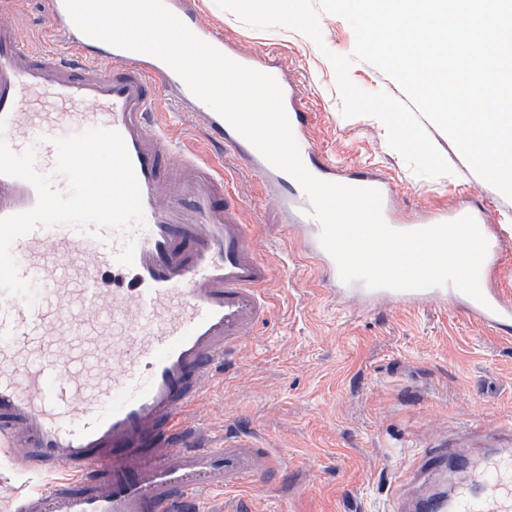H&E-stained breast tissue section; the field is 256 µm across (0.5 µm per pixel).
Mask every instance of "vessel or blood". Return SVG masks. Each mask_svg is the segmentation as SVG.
I'll return each instance as SVG.
<instances>
[{
	"mask_svg": "<svg viewBox=\"0 0 512 512\" xmlns=\"http://www.w3.org/2000/svg\"><path fill=\"white\" fill-rule=\"evenodd\" d=\"M198 38L234 62L274 77L293 133L310 121L299 85L280 61L259 62L201 24L184 0H164ZM46 23L27 35L10 0H0V118L14 153L38 144L35 165L53 173L59 130L118 132L136 175L143 224L127 229L72 225L40 227L17 239L11 255L35 289L33 303L0 292V456L19 473L48 476L49 485L16 492L12 512H201L211 491L235 492L278 468L251 436L214 438L192 415L224 379V366L267 320L271 266L253 243L254 225L242 217L214 148H225L276 197L294 237L312 262L329 267L326 294L366 309L389 300L410 310L459 297L451 285L422 290L370 288L344 282L321 245L320 222L297 180L269 163L231 124L198 99L159 58L81 32L64 0H44ZM57 104L30 111L33 97ZM172 109L162 124L157 102ZM197 130L209 148L188 146L178 124ZM316 178L374 188L382 216L394 230L424 229L472 217L488 242L479 273L483 301L467 299L470 317L512 330V301L495 282L503 238L487 209L463 204L452 212L397 218L393 181L378 171L350 174L336 166ZM29 182L0 174V218L33 209ZM103 339L99 386L85 378L75 349L78 335ZM25 355V372L16 358ZM458 444L424 449L415 478L441 475ZM395 512H512V455L489 452L458 472L453 492L410 496L397 485Z\"/></svg>",
	"mask_w": 512,
	"mask_h": 512,
	"instance_id": "vessel-or-blood-1",
	"label": "vessel or blood"
}]
</instances>
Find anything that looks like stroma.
Instances as JSON below:
<instances>
[{"label":"stroma","instance_id":"1","mask_svg":"<svg viewBox=\"0 0 512 512\" xmlns=\"http://www.w3.org/2000/svg\"><path fill=\"white\" fill-rule=\"evenodd\" d=\"M191 2L202 23L242 51L287 59L311 114L305 145L314 154L393 178L404 215L449 210L464 196L488 206L496 223L512 225V199L476 174L431 121L423 127L451 168L435 178L417 175L389 146L381 120L344 116L327 55L351 57L355 34L346 18L320 12L317 43L293 28H253L216 0ZM228 178L246 203L245 220L258 225L260 255L273 267L274 305L197 418L217 436L226 429L254 434L281 468L241 499L212 494L207 512H390L397 480L415 467L419 449L444 439L464 441L475 453L512 448V338L452 305L431 303L416 314L388 304L336 307L317 291L320 268L281 263L282 252L301 244L264 201L255 173L232 161Z\"/></svg>","mask_w":512,"mask_h":512}]
</instances>
